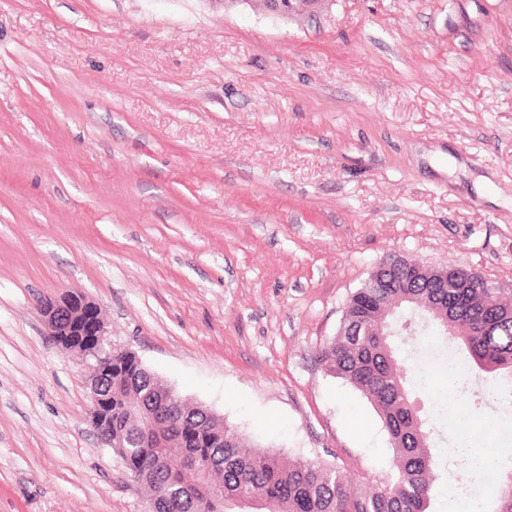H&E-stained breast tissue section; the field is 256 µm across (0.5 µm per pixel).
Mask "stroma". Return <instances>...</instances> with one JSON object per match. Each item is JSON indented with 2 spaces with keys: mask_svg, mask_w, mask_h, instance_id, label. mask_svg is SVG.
Masks as SVG:
<instances>
[{
  "mask_svg": "<svg viewBox=\"0 0 512 512\" xmlns=\"http://www.w3.org/2000/svg\"><path fill=\"white\" fill-rule=\"evenodd\" d=\"M462 264L512 292V0H0V512H147L40 306L79 293L113 345L246 442L387 474L371 404L321 351L370 272ZM418 393L446 406L438 332ZM507 413L472 454L512 468ZM431 512L494 484L437 422ZM267 12L291 17L304 11L314 12L325 7L329 0H260Z\"/></svg>",
  "mask_w": 512,
  "mask_h": 512,
  "instance_id": "35a3bbf8",
  "label": "stroma"
}]
</instances>
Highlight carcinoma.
Masks as SVG:
<instances>
[{"label":"carcinoma","instance_id":"cac0c4a2","mask_svg":"<svg viewBox=\"0 0 512 512\" xmlns=\"http://www.w3.org/2000/svg\"><path fill=\"white\" fill-rule=\"evenodd\" d=\"M415 266L405 260L372 270L379 287L351 295L321 355L331 376L372 404L389 435L393 467L381 480L354 483L317 459L285 461L245 448L233 427L168 393L133 353L112 351L100 382L112 402V448L147 490L149 512H239L243 505L254 512H429L438 459L397 344L425 318L471 358V372L459 375L448 400L468 418L492 400L512 408V296L480 287L460 266L438 275L423 267L414 277ZM473 372L500 377L497 388L473 385ZM462 466L494 475L495 512H512V471L471 456Z\"/></svg>","mask_w":512,"mask_h":512}]
</instances>
